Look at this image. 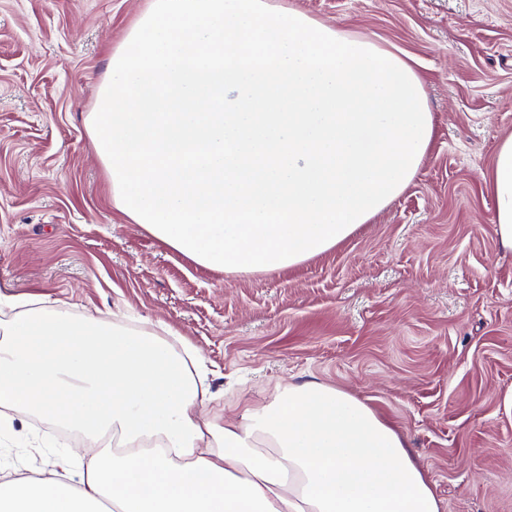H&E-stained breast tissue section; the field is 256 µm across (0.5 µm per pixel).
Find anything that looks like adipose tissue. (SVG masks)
Here are the masks:
<instances>
[{
  "label": "adipose tissue",
  "mask_w": 512,
  "mask_h": 512,
  "mask_svg": "<svg viewBox=\"0 0 512 512\" xmlns=\"http://www.w3.org/2000/svg\"><path fill=\"white\" fill-rule=\"evenodd\" d=\"M492 222L512 250V135L497 147ZM0 322V410L36 413L117 450L57 452L55 470L0 483V512H442L404 437L357 396L277 387L224 425L189 367L197 351L119 321L15 299Z\"/></svg>",
  "instance_id": "obj_1"
}]
</instances>
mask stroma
Segmentation results:
<instances>
[{
	"label": "stroma",
	"mask_w": 512,
	"mask_h": 512,
	"mask_svg": "<svg viewBox=\"0 0 512 512\" xmlns=\"http://www.w3.org/2000/svg\"><path fill=\"white\" fill-rule=\"evenodd\" d=\"M268 2L411 60L434 133L409 187L297 266H200L113 206L84 122L150 0H0V297L176 332L220 419L280 385L349 391L406 439L443 512H512V251L488 189L512 135V0ZM13 431L0 463L49 474L58 428Z\"/></svg>",
	"instance_id": "obj_1"
}]
</instances>
